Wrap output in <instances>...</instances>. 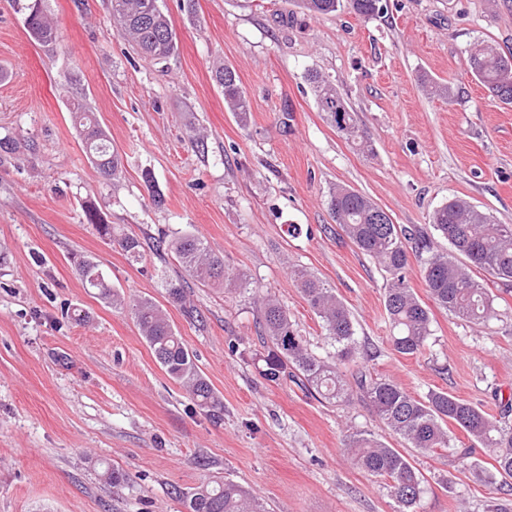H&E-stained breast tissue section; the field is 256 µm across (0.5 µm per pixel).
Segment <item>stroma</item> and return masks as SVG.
Segmentation results:
<instances>
[{
	"mask_svg": "<svg viewBox=\"0 0 512 512\" xmlns=\"http://www.w3.org/2000/svg\"><path fill=\"white\" fill-rule=\"evenodd\" d=\"M385 2L365 18L347 7L310 16L294 0H160L177 48L159 62L120 37L110 0H42L57 33L48 46L0 0V138L14 141L0 151V512H185L176 491L226 477L268 512H396L341 448L356 428L396 448L400 440L360 399L330 404L266 381L250 294L187 280L155 249L186 232L276 298L315 352L330 346L291 278L297 265L351 311L372 373L497 414L493 388H512V291L495 287L499 316L485 324L432 307L426 352L398 355L387 274L338 236L327 201L346 186L428 233L433 211L458 196L512 224V106L468 74L473 42L512 52V0ZM223 65L248 96L247 124L224 107ZM312 70L348 100L366 147L320 112ZM429 79L451 97L433 96ZM78 102L121 157L116 179L86 156ZM89 203L140 237V260L88 224ZM291 224L299 235L288 236ZM80 258L125 298L165 311L223 403L221 421L167 376L129 308L84 288ZM176 279L194 314L169 300L165 284ZM67 307L85 322L65 318ZM405 454L428 486L423 512H484L488 488L447 450ZM108 467L120 485L104 480Z\"/></svg>",
	"mask_w": 512,
	"mask_h": 512,
	"instance_id": "35a3bbf8",
	"label": "stroma"
}]
</instances>
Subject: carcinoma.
<instances>
[{
	"mask_svg": "<svg viewBox=\"0 0 512 512\" xmlns=\"http://www.w3.org/2000/svg\"><path fill=\"white\" fill-rule=\"evenodd\" d=\"M39 2L29 0L25 5L28 10L25 23L31 38L49 45L55 42L56 32ZM297 4L312 15L333 13L344 5L367 17L383 9L382 0H297ZM111 6L120 36L139 53L163 61L174 52L176 34L158 0H111ZM468 62L470 75L491 97L512 105V57L501 55L488 44L475 42L468 50ZM215 78L224 89L225 107L240 122H246L249 102L235 70L226 65L215 71ZM306 80L319 110L326 113L336 130L348 140L364 138L355 113L336 84L317 71L308 72ZM74 118L87 157L104 176H115L119 158L107 131L80 105ZM328 208L343 235L388 274L384 308L395 352L403 356L421 355L432 336L430 309L410 286L412 255L421 262L422 278L436 305L468 322L486 323L498 317L497 295L489 284L512 285L511 224H497L467 200L452 197L431 217L433 230L448 241L451 249L448 253L423 232L395 224L389 216L386 221H380L379 213L383 209L352 189L333 190ZM84 213L100 236L114 237L115 228L103 221L94 206H85ZM118 244L135 261L144 250L143 242L134 235L121 234ZM166 246L188 275L201 285L223 283L238 289L247 287V282L226 270L224 259L199 237L186 233L169 240ZM78 270L85 287L98 290L102 298L116 305L127 303L99 274L97 264L81 260ZM292 274L303 298L320 319L334 352L325 357L315 353L294 328L288 311L254 288L252 295L254 303L259 305L264 329L263 353L259 356L264 378L277 385L289 379L329 402L359 396L392 434L404 440L406 447L422 454L438 448L451 451L458 466L473 472L483 485L492 489L487 512H512V495L502 494L512 479V423L508 421L512 415V390L505 394L495 389L494 400L501 409L495 417L480 405L443 390L432 389L425 396L417 397L396 381L378 377L363 368L349 374L341 371L340 366L353 362L363 351L350 310L312 272L297 269ZM127 304L141 336L168 377L186 389L196 407L214 420L221 419L224 405L163 309L147 298ZM452 425L466 433L471 447H455L450 435ZM475 446L489 450L494 461L491 469L485 470L471 460V448ZM344 452L354 467L384 482L397 503L398 512H419L426 492L425 480L403 453L364 429L347 436ZM182 501L187 512H265L258 498L230 480L184 493Z\"/></svg>",
	"mask_w": 512,
	"mask_h": 512,
	"instance_id": "1",
	"label": "carcinoma"
}]
</instances>
